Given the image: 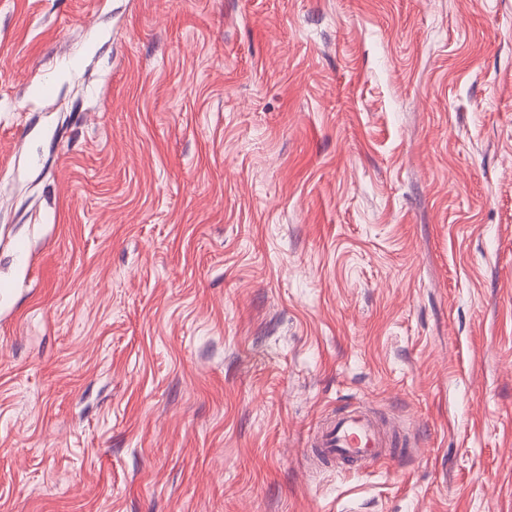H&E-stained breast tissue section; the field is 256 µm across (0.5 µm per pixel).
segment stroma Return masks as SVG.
<instances>
[{
  "label": "stroma",
  "mask_w": 512,
  "mask_h": 512,
  "mask_svg": "<svg viewBox=\"0 0 512 512\" xmlns=\"http://www.w3.org/2000/svg\"><path fill=\"white\" fill-rule=\"evenodd\" d=\"M0 512H512V0H0ZM397 437L365 407L351 405L336 413L315 435L309 455L321 463L336 462L349 469H361L408 454L404 443L395 442Z\"/></svg>",
  "instance_id": "obj_1"
}]
</instances>
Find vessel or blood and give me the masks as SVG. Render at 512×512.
Returning a JSON list of instances; mask_svg holds the SVG:
<instances>
[{
    "label": "vessel or blood",
    "mask_w": 512,
    "mask_h": 512,
    "mask_svg": "<svg viewBox=\"0 0 512 512\" xmlns=\"http://www.w3.org/2000/svg\"><path fill=\"white\" fill-rule=\"evenodd\" d=\"M396 433L361 405L336 414L311 440L309 454L322 463H337L356 470L407 454Z\"/></svg>",
    "instance_id": "vessel-or-blood-1"
}]
</instances>
